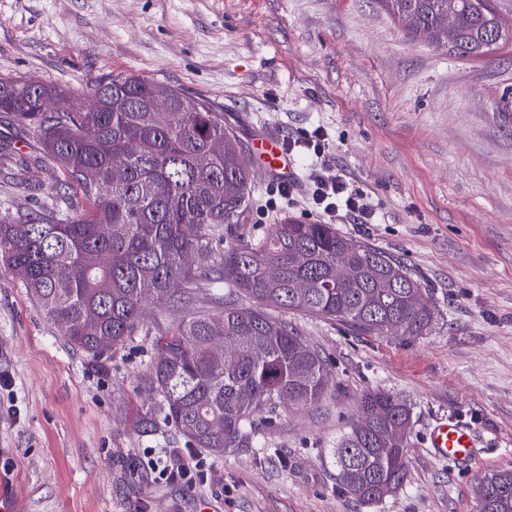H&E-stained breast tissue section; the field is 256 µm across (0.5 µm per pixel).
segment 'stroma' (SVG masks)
I'll return each mask as SVG.
<instances>
[{"label": "stroma", "instance_id": "1", "mask_svg": "<svg viewBox=\"0 0 512 512\" xmlns=\"http://www.w3.org/2000/svg\"><path fill=\"white\" fill-rule=\"evenodd\" d=\"M119 71L205 99L246 147L261 131L324 127L326 163L378 214L337 232L403 261L437 319L423 336H364L286 314L325 357L328 387L314 406H281L257 447L216 456L138 426L151 404L138 379L182 312L154 309L95 360L0 266V500L25 512H477L479 479L512 469V44L459 59L377 0H0V78L86 98ZM0 144V206L39 210L56 164L1 112ZM376 389L412 409L408 479L360 503L333 450ZM448 413L492 443L464 472L425 441ZM171 448L200 464L196 485L154 471Z\"/></svg>", "mask_w": 512, "mask_h": 512}]
</instances>
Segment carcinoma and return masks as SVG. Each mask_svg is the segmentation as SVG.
<instances>
[{"instance_id":"carcinoma-1","label":"carcinoma","mask_w":512,"mask_h":512,"mask_svg":"<svg viewBox=\"0 0 512 512\" xmlns=\"http://www.w3.org/2000/svg\"><path fill=\"white\" fill-rule=\"evenodd\" d=\"M415 36L461 59L512 42L494 0H380ZM51 96L61 108L41 111ZM98 105L66 108L70 93L0 78V112L13 115L58 165L74 195L48 214L0 210V263L18 278L74 348L101 357L144 325L152 303L186 311L156 340L140 387L159 399L140 415L146 432L174 428L215 454L251 447L283 403L314 405L328 364L281 311L339 321L364 335L422 336L436 312L426 289L393 256L330 224L285 219L258 240L224 245L240 224L256 171L224 113L180 88L119 72L91 88ZM159 100L169 111L153 112ZM125 155L112 173V156ZM300 282L308 287L299 288ZM228 291L219 310L197 306L204 285ZM252 302L237 305L238 296ZM410 406L385 391L362 395L333 456L341 489L378 501L408 477ZM482 512H512V470L483 477Z\"/></svg>"}]
</instances>
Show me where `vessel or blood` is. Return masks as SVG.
Segmentation results:
<instances>
[{"label": "vessel or blood", "instance_id": "vessel-or-blood-1", "mask_svg": "<svg viewBox=\"0 0 512 512\" xmlns=\"http://www.w3.org/2000/svg\"><path fill=\"white\" fill-rule=\"evenodd\" d=\"M253 161L258 171L277 179L287 178L291 160L284 153L277 136L260 133L253 139ZM432 453L453 468L469 469L470 465L488 446L485 438L463 418L451 414L438 418L426 435Z\"/></svg>", "mask_w": 512, "mask_h": 512}]
</instances>
